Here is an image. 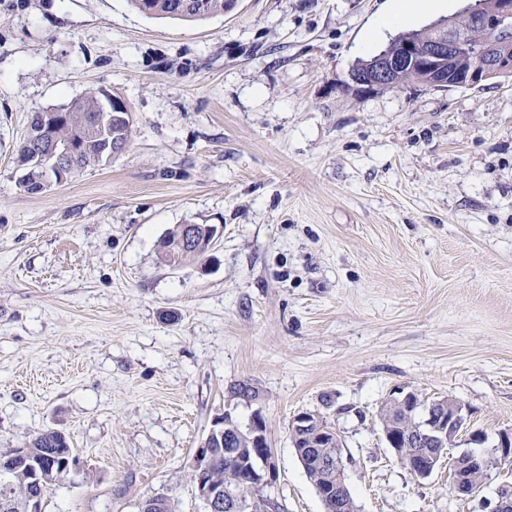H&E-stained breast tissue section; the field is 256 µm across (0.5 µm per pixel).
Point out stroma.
<instances>
[{"mask_svg": "<svg viewBox=\"0 0 512 512\" xmlns=\"http://www.w3.org/2000/svg\"><path fill=\"white\" fill-rule=\"evenodd\" d=\"M386 0H237L202 21L130 0H0V451L53 427L78 471L42 512H204L214 420L261 410L280 512H324L289 438L325 412L359 512H480L450 486L469 433L512 430V77L365 90ZM103 89L126 150L30 194L35 112ZM214 224L202 258L160 241ZM247 380L259 397L231 394ZM450 396L467 436L420 481L377 418ZM48 151L39 150L31 141L26 138L17 147V170L27 169L28 166L37 164L41 157H48ZM290 429H300L308 433L312 440H325L330 434L339 435L335 427L319 411H302L295 414L290 422Z\"/></svg>", "mask_w": 512, "mask_h": 512, "instance_id": "obj_1", "label": "stroma"}]
</instances>
